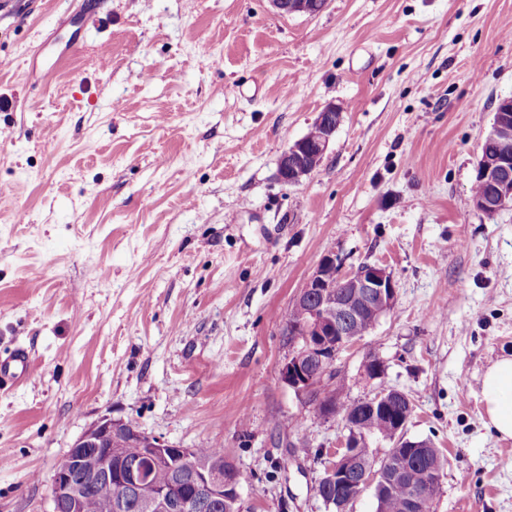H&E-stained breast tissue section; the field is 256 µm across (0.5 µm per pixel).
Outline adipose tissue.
<instances>
[{"instance_id": "adipose-tissue-1", "label": "adipose tissue", "mask_w": 512, "mask_h": 512, "mask_svg": "<svg viewBox=\"0 0 512 512\" xmlns=\"http://www.w3.org/2000/svg\"><path fill=\"white\" fill-rule=\"evenodd\" d=\"M486 424L497 435L512 438V357L496 360L482 379Z\"/></svg>"}]
</instances>
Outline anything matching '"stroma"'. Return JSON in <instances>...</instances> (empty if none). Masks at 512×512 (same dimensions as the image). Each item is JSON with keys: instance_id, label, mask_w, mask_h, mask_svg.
Masks as SVG:
<instances>
[{"instance_id": "stroma-1", "label": "stroma", "mask_w": 512, "mask_h": 512, "mask_svg": "<svg viewBox=\"0 0 512 512\" xmlns=\"http://www.w3.org/2000/svg\"><path fill=\"white\" fill-rule=\"evenodd\" d=\"M0 58V353L35 366L0 391V512H52L59 462L104 416L223 446L241 512H327L314 487L347 429L280 367L328 252L396 283L332 366L344 399L411 400L407 438L447 460L434 512H512V443L481 401L512 355V207L471 197L512 96V0H0ZM32 62L56 71L27 81ZM329 104L320 166L282 184ZM340 120L341 112L339 109L335 105H327L321 112H318L312 124V126L320 129L319 138L309 142L306 138L301 137L284 149L278 164V175L283 184L297 186L305 180V177L310 175V173H299L304 157L313 153L325 155L329 143L340 124ZM316 128H310L304 136L309 139H315L318 136ZM293 174L296 175L293 176Z\"/></svg>"}]
</instances>
